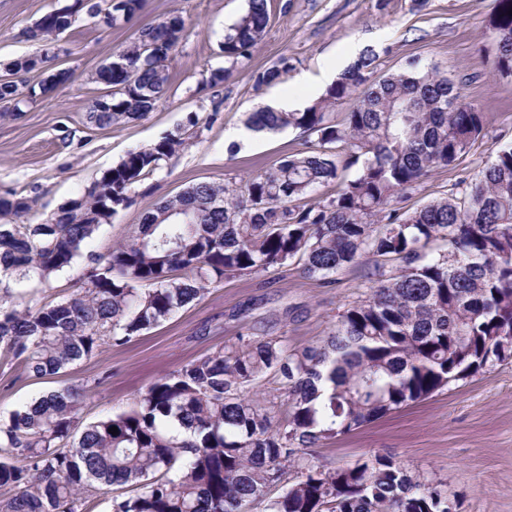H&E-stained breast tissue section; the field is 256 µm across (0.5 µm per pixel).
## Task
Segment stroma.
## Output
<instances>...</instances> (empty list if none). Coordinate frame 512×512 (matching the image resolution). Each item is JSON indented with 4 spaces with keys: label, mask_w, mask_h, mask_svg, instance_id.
Masks as SVG:
<instances>
[{
    "label": "stroma",
    "mask_w": 512,
    "mask_h": 512,
    "mask_svg": "<svg viewBox=\"0 0 512 512\" xmlns=\"http://www.w3.org/2000/svg\"><path fill=\"white\" fill-rule=\"evenodd\" d=\"M70 0H0V74L18 58L39 54L28 29L46 12ZM248 0H146L140 14L113 27L79 15L61 35L43 72L67 69L71 79L51 94L0 117V196L32 199L27 224L47 221L79 197L132 149L148 146L178 127L191 139L148 180L135 187L133 203L119 210L83 248L82 255L42 283L12 282L22 306L37 307L71 296L82 284L89 255H104L139 224L163 197L201 182L225 183L277 167L301 149L304 136L287 128L243 138L245 120L277 91L307 107L325 92L326 63L346 67L353 52L372 47L376 76L410 60L463 80V92L485 117L487 135L462 163L434 171L401 201L414 209L446 196L459 178L475 177L492 149L512 143V77L490 67L494 0H268L269 21L249 60L224 83L208 86L223 67L225 31ZM178 11L186 30L169 62V88L146 116L109 128L87 123L89 104L102 94L94 74L136 31ZM290 58L293 68L278 86L256 87L253 75ZM43 72L29 75L39 82ZM368 293L359 268L339 270L332 284L304 277L286 265L261 275L211 285L199 300L166 321L68 365L58 375L34 378L0 364V420L35 398L67 386L85 391L80 413L90 423L132 408L153 382L239 336L266 331L300 347L325 336L339 312ZM388 454L412 473L442 482L458 512H512V362L453 383L316 449L326 469Z\"/></svg>",
    "instance_id": "stroma-1"
}]
</instances>
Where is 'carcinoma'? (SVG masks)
<instances>
[{
  "instance_id": "1",
  "label": "carcinoma",
  "mask_w": 512,
  "mask_h": 512,
  "mask_svg": "<svg viewBox=\"0 0 512 512\" xmlns=\"http://www.w3.org/2000/svg\"><path fill=\"white\" fill-rule=\"evenodd\" d=\"M145 0H85L90 15L128 22ZM512 0H494L493 70L512 76ZM267 0L248 7L224 35V61L249 57L268 24ZM75 21L68 7L28 30L48 44ZM185 29L181 15L141 27L101 66L112 97L93 102L98 128L152 111ZM47 61L23 57L29 73ZM377 54L362 50L341 77L299 112L261 108L253 131L292 128L315 140L276 168L226 184L198 183L161 200L141 223L92 258L84 286L61 301L19 310L0 289V356L43 378L166 321L209 285L295 264L309 278L364 267L368 297L337 316L328 336L301 348L251 334L163 376L135 406L88 424L82 394L52 391L0 422V512H78L102 483L124 488L112 512H448V496L376 455L324 469L308 449L347 435L452 382L503 362L512 338V147L490 152L474 178L414 211L405 194L438 168H454L486 135L483 113L461 84L416 64L372 79ZM290 59L253 75L282 81ZM60 69L28 93L0 84V115L68 81ZM350 102L342 121L332 111ZM177 128L131 150L51 221L13 224L32 200L0 197V276L47 282L120 209L131 190L187 145ZM353 168L352 177L340 171ZM337 184L314 203L307 195ZM117 427L113 435L108 429Z\"/></svg>"
}]
</instances>
